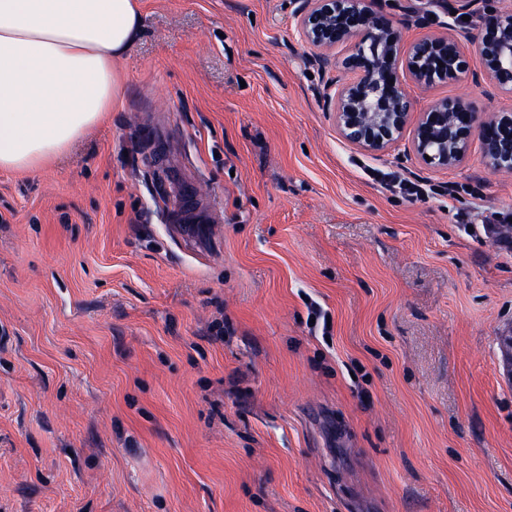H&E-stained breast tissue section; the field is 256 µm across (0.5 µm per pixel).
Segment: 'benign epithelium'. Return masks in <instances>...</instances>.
Listing matches in <instances>:
<instances>
[{"label": "benign epithelium", "mask_w": 512, "mask_h": 512, "mask_svg": "<svg viewBox=\"0 0 512 512\" xmlns=\"http://www.w3.org/2000/svg\"><path fill=\"white\" fill-rule=\"evenodd\" d=\"M297 26L313 60L332 72L323 96L339 135L370 154L385 153L405 141L426 165L449 169L460 164L473 143L492 169L512 173V113L475 109L466 99H437L417 109L407 84L429 89L459 80L469 71L461 46L474 43L483 80L512 95V7L481 13L476 32L452 27L404 43L398 23L382 0H297ZM344 48L338 55L336 48ZM443 65H438V62ZM506 376L512 380V331L499 337Z\"/></svg>", "instance_id": "benign-epithelium-1"}]
</instances>
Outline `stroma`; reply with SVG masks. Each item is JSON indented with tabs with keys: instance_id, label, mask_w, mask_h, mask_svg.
I'll return each instance as SVG.
<instances>
[{
	"instance_id": "35a3bbf8",
	"label": "stroma",
	"mask_w": 512,
	"mask_h": 512,
	"mask_svg": "<svg viewBox=\"0 0 512 512\" xmlns=\"http://www.w3.org/2000/svg\"><path fill=\"white\" fill-rule=\"evenodd\" d=\"M384 8L408 41L449 21ZM295 9L141 0L120 102L0 172V512H512V252L481 224L512 175L345 142ZM464 50L417 106L512 111ZM390 191H397L404 196L408 201L413 202L425 196V188L419 182L401 178L396 173H382L379 180Z\"/></svg>"
}]
</instances>
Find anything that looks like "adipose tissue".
Listing matches in <instances>:
<instances>
[{"label": "adipose tissue", "mask_w": 512, "mask_h": 512, "mask_svg": "<svg viewBox=\"0 0 512 512\" xmlns=\"http://www.w3.org/2000/svg\"><path fill=\"white\" fill-rule=\"evenodd\" d=\"M139 0H0V171L40 170L113 109Z\"/></svg>", "instance_id": "ef3b65f1"}]
</instances>
